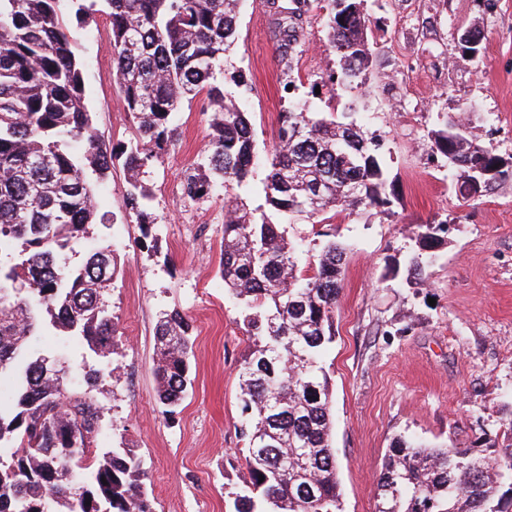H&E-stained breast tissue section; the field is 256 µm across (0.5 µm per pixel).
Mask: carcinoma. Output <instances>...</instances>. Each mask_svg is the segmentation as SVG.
<instances>
[{
  "instance_id": "carcinoma-1",
  "label": "carcinoma",
  "mask_w": 512,
  "mask_h": 512,
  "mask_svg": "<svg viewBox=\"0 0 512 512\" xmlns=\"http://www.w3.org/2000/svg\"><path fill=\"white\" fill-rule=\"evenodd\" d=\"M0 0V248L22 250L0 259V374L15 375V409L0 412V512H155L141 461L114 448L84 486L70 478L72 459L89 447L100 408L60 388L44 356L27 352L29 337L53 328L83 340L93 353H115L116 332L104 290L118 274L108 245L72 265L89 226L105 224L88 171L99 176L120 161L127 173L126 207L149 236L152 193L145 169L161 162L178 136L188 96L205 95L211 136L205 164L184 174L190 198L224 184L235 205L224 216L221 277L240 305L250 346L240 368L244 399L240 435L245 472L235 512H343L331 443L332 391L323 355L334 316L346 248L326 241L299 272L298 248L286 227L332 209L348 216L389 205L379 150L351 113L326 114L309 100L281 113L278 142L255 148L242 107L243 75L225 72L237 35L242 0ZM366 0H267L271 34L286 67L300 45L314 6L322 11L337 69L324 79L338 100L358 88L374 45L367 34ZM112 34V75L136 119L129 144L99 142L86 96L84 64L74 50V23L95 12ZM463 190L479 170L512 176V160L449 118L430 138ZM258 192L264 204L246 197ZM407 279L424 271L447 225L420 224ZM154 373L163 413L180 406L188 385L193 340L189 320L173 310L156 325ZM489 453L416 446L393 440L378 476L376 512H512V419ZM264 481H259V476Z\"/></svg>"
}]
</instances>
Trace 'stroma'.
<instances>
[{"mask_svg":"<svg viewBox=\"0 0 512 512\" xmlns=\"http://www.w3.org/2000/svg\"><path fill=\"white\" fill-rule=\"evenodd\" d=\"M366 13L372 63L362 87L339 101L311 93L336 67L319 16L305 23L288 71L270 37L266 0H244L229 56L250 86L245 109L258 149L277 142L279 115L294 97L354 113L364 131L383 138L389 205L350 217L329 210L292 230L313 251L325 234L348 246L325 356L343 512H374L395 437L481 450L512 415V179L468 205L446 159L430 148L432 131L453 115L512 155V0H367ZM469 29L482 36L476 57L458 42ZM75 31L99 138L108 146L128 140L135 119L112 79L108 21L96 13ZM210 119L204 96L185 101L176 145L146 176L156 240L143 238L126 209L129 185L117 163L96 184L110 221L94 225L80 247L110 244L120 269L106 292L117 327L115 371L81 392L100 406L111 446L141 458L156 512H232L244 463L239 373L250 341L220 275L224 189L192 199L182 185L184 170L205 161ZM440 221L448 235L422 278L409 285L392 276L415 249L418 225ZM173 309L192 326L193 383L168 417L158 402L155 329L159 313ZM32 351L72 375L93 358L52 331L34 336Z\"/></svg>","mask_w":512,"mask_h":512,"instance_id":"1","label":"stroma"}]
</instances>
